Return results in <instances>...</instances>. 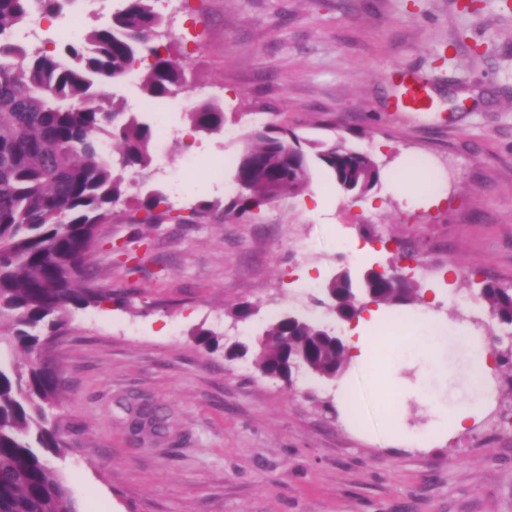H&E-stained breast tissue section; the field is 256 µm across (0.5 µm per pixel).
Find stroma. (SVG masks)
Here are the masks:
<instances>
[{"mask_svg":"<svg viewBox=\"0 0 512 512\" xmlns=\"http://www.w3.org/2000/svg\"><path fill=\"white\" fill-rule=\"evenodd\" d=\"M460 2L182 0L171 11L155 0L190 84L223 107L224 129L192 130L190 101H147L136 80L107 87L193 170L174 176L155 164L147 178L128 175L90 260L112 299L70 311L52 345L69 382L52 417L83 433L50 463L81 512H512L506 382L472 430L412 447L392 433L356 361L346 370L355 427L338 380L303 368L287 384L261 374L253 355L223 353L288 312L345 335L347 323L319 305L321 288L400 250L421 261V301L437 299L445 319L494 335L489 309L473 314L457 298L477 297L485 280L512 284V0H480L470 13ZM123 6L74 0L46 16L42 39L71 37L76 18L105 25ZM403 74L426 81L429 109L400 105ZM284 123L301 138L368 152L385 170L423 155L446 176L443 198L410 206L383 180L357 199L316 167L312 185L328 191L331 210L286 193L225 218L234 194L225 157H239L253 130ZM151 190L172 218L134 223ZM202 202L214 205L204 217ZM353 243L362 262L349 258ZM244 301L255 313L239 322L232 309ZM200 329L218 334L220 350L197 343ZM142 406L166 417L165 437L134 433Z\"/></svg>","mask_w":512,"mask_h":512,"instance_id":"35a3bbf8","label":"stroma"}]
</instances>
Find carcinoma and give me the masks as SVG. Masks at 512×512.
<instances>
[{"mask_svg":"<svg viewBox=\"0 0 512 512\" xmlns=\"http://www.w3.org/2000/svg\"><path fill=\"white\" fill-rule=\"evenodd\" d=\"M124 2L110 24L47 51L14 39L32 0H0V347L14 356L10 365L0 362V512H80L45 455L68 446L49 416L67 386L50 345L70 310L112 300L88 275L86 262L100 248L99 225L112 223L126 193L125 174L146 175L153 149L151 125L124 115L103 85L126 79L137 64L147 98H174L187 83L182 60L154 37L163 17L151 0ZM187 115L200 132L224 129V111L214 102L195 105ZM105 143L111 151L103 150ZM313 164L357 198L380 179V165L367 152L267 126L245 138L224 213L241 217L282 193L303 192ZM163 203L162 195L148 194L139 203L144 216L138 223L164 217ZM367 272L369 279L357 286L337 279L331 312L361 310L366 297L396 315L398 306L415 301L398 264ZM480 295L496 326L511 336L512 288L485 281ZM290 350L323 378L346 368L347 351L328 329L284 315L264 328L254 365L263 372ZM133 428L161 436L166 418L140 409Z\"/></svg>","mask_w":512,"mask_h":512,"instance_id":"1","label":"carcinoma"}]
</instances>
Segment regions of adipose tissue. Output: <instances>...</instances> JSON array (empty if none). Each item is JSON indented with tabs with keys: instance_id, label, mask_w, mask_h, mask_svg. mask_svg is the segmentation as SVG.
Wrapping results in <instances>:
<instances>
[{
	"instance_id": "ef3b65f1",
	"label": "adipose tissue",
	"mask_w": 512,
	"mask_h": 512,
	"mask_svg": "<svg viewBox=\"0 0 512 512\" xmlns=\"http://www.w3.org/2000/svg\"><path fill=\"white\" fill-rule=\"evenodd\" d=\"M388 177L402 195L418 203L429 206L437 203L441 196L440 175L424 157H404ZM347 344L354 359L371 373L378 368L377 349L382 344L387 346L392 361H421L431 375L445 371L440 357L444 347L454 345L461 349L463 370L447 398H439L425 384L413 390L397 381L381 386L383 405L393 408L413 395L429 407L428 422L405 434L412 443L424 444L444 434L466 431L472 419L491 401V385L497 375L491 349L469 325L443 320L433 305L406 311L394 318L384 316L382 310L367 309L348 336Z\"/></svg>"
}]
</instances>
